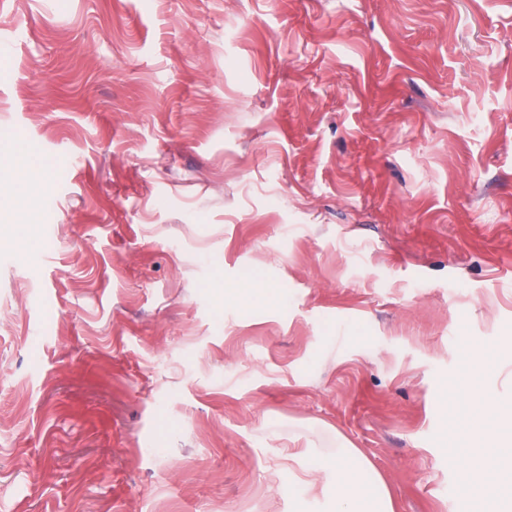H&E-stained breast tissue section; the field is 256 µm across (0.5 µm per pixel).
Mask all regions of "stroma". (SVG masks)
<instances>
[{"instance_id":"1","label":"stroma","mask_w":512,"mask_h":512,"mask_svg":"<svg viewBox=\"0 0 512 512\" xmlns=\"http://www.w3.org/2000/svg\"><path fill=\"white\" fill-rule=\"evenodd\" d=\"M1 156L0 512H329L292 435L457 512L466 346L512 407V0H0Z\"/></svg>"}]
</instances>
